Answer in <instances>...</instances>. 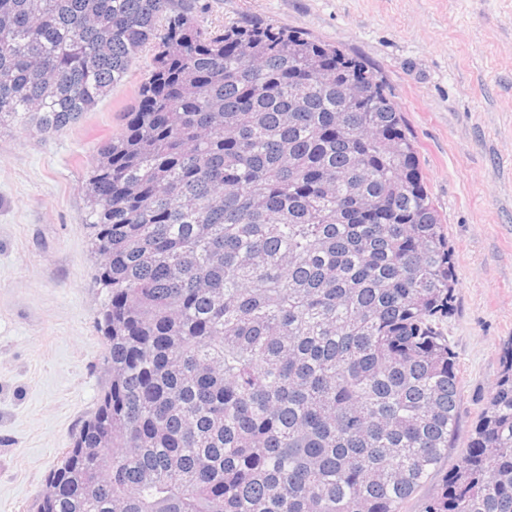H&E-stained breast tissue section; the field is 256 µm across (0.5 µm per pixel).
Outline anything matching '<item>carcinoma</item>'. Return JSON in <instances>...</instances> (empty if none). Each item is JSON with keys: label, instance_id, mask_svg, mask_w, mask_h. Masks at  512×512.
<instances>
[{"label": "carcinoma", "instance_id": "obj_1", "mask_svg": "<svg viewBox=\"0 0 512 512\" xmlns=\"http://www.w3.org/2000/svg\"><path fill=\"white\" fill-rule=\"evenodd\" d=\"M198 13L0 0V127L53 137L154 49L86 183L109 382L39 512H405L460 402L454 251L414 137L339 47ZM423 512H512V341Z\"/></svg>", "mask_w": 512, "mask_h": 512}]
</instances>
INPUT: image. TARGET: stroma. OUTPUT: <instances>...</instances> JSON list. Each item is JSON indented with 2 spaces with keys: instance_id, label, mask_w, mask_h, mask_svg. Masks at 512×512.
<instances>
[{
  "instance_id": "35a3bbf8",
  "label": "stroma",
  "mask_w": 512,
  "mask_h": 512,
  "mask_svg": "<svg viewBox=\"0 0 512 512\" xmlns=\"http://www.w3.org/2000/svg\"><path fill=\"white\" fill-rule=\"evenodd\" d=\"M200 24L262 20L339 46L385 76L454 250L442 331L461 386L453 446L408 505L421 512L467 448L512 340V0H199ZM42 141L0 128V512H38L49 472L107 382L85 183L152 65Z\"/></svg>"
}]
</instances>
